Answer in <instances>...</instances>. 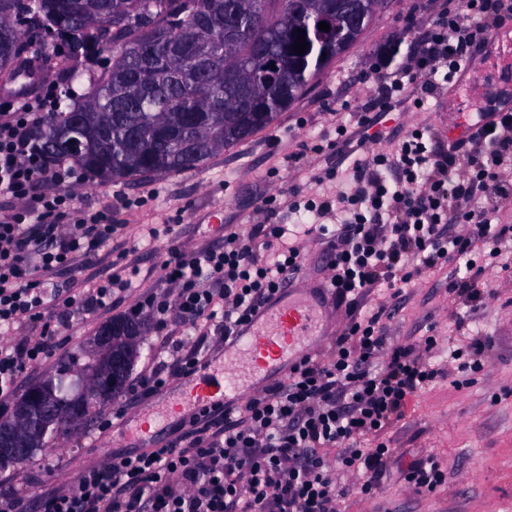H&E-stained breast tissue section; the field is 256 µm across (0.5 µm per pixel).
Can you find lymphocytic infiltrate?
<instances>
[{
	"label": "lymphocytic infiltrate",
	"instance_id": "obj_1",
	"mask_svg": "<svg viewBox=\"0 0 512 512\" xmlns=\"http://www.w3.org/2000/svg\"><path fill=\"white\" fill-rule=\"evenodd\" d=\"M512 23V0H442L435 23L413 48L399 74L379 82L376 102L362 106L360 123L382 138L374 108L387 109L409 92L416 104L452 79L475 48ZM58 84L47 80L32 95L0 105V195L15 207L0 214V403L15 384L52 359L61 327L74 315L106 309L128 283L113 273L89 288L55 287L52 274L78 269L82 258L108 247L117 227L101 213L79 208L70 191L77 175L60 161L46 164L33 146L35 128L58 109ZM512 113H497L488 128L440 147L416 131L390 142L388 153L353 158L344 171L319 179L324 189L292 210L316 213L314 224L226 227L224 244L185 256L168 240L160 269L174 300L147 297L140 307L165 333L167 359L140 381L142 390L164 386L204 363L210 335L230 339L303 266L300 242L325 243L330 284L346 325L327 358L305 359L287 381L273 382L244 405L192 417L183 432L160 448L118 455L86 466L73 492L0 500V512H337V470L357 473L358 490L371 495L390 467L393 450L384 432L401 420L411 396L439 374L426 363L423 344L386 335L380 312L359 315L362 299L383 288H403L451 259L465 274L449 293L481 301V273L467 262L473 238L492 255L512 241V225L493 221L499 199L512 196ZM468 202L452 211L453 202ZM336 228H328V220ZM464 224L454 236L449 225ZM198 342L186 346L182 335ZM372 437L369 448L353 447ZM345 453L339 465L328 448Z\"/></svg>",
	"mask_w": 512,
	"mask_h": 512
}]
</instances>
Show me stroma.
<instances>
[{"label":"stroma","instance_id":"stroma-1","mask_svg":"<svg viewBox=\"0 0 512 512\" xmlns=\"http://www.w3.org/2000/svg\"><path fill=\"white\" fill-rule=\"evenodd\" d=\"M439 0H386L361 39L314 79L305 95L276 123L247 141L218 153L202 166L122 183L97 184L79 178L73 187L76 204L104 211L119 230L109 248L86 262L81 278L98 280L120 271L130 288L114 299L111 309L82 319L74 318L57 360L83 365L94 350L99 328L114 319L130 317L143 295L170 294L161 279L164 243L146 244L142 225L167 224L185 251L205 245L220 246L224 236L206 222L214 208L224 211L228 224H263L267 196L281 204L275 223L290 224L296 214L289 200L306 199L316 192L315 179L326 171L345 169L350 152L375 155L388 150V140L363 137L358 125L362 104L377 95L378 76L401 69L423 32L437 15ZM379 129L390 137L426 130L441 141L436 99L416 105L401 97L389 111L377 113ZM347 128L340 150L311 154L291 162L303 142L317 140L336 126ZM470 259L483 269L493 293L483 304L472 305L448 292V282L459 271L457 260L415 280L400 296L372 292L368 308L383 310L382 323L394 341H421L435 336L438 346L432 362L441 371L434 383L412 396L402 420L386 433L394 450L387 479L376 495L353 492L358 475L337 470L336 481L347 495L337 503L339 512H512V242L499 256L473 242ZM73 272L62 270L54 278L67 286ZM488 342L483 366L462 372L448 358L451 349L468 350L476 341ZM170 387L152 391L141 400L121 393L81 425L71 436L48 444L29 460L0 471V490L38 495L48 488L75 489L79 472L112 456L139 453L141 441L111 425L117 410L129 418L161 414L171 398ZM432 455L440 460L447 480L435 492L420 494L402 472L409 461Z\"/></svg>","mask_w":512,"mask_h":512}]
</instances>
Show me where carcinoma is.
Wrapping results in <instances>:
<instances>
[{
	"mask_svg": "<svg viewBox=\"0 0 512 512\" xmlns=\"http://www.w3.org/2000/svg\"><path fill=\"white\" fill-rule=\"evenodd\" d=\"M385 0H0V68L23 46V31L11 25L22 13L36 21L30 31H55L72 53L61 77L87 80L85 95L61 100L39 123L34 147L49 161L71 160L100 183L157 177L203 165L218 152L271 127L307 91L310 82L361 37ZM360 18L352 24L351 14ZM238 15L233 40L224 38V18ZM325 22L330 30L321 31ZM307 48L297 54L298 35ZM107 52L112 67L89 70L90 56ZM205 64L196 80L189 67ZM87 138L78 152L52 150L49 138L73 118ZM70 368L56 365L36 383L62 413L73 408L87 418L105 407L80 401L68 381ZM63 417L35 426L29 454L73 433Z\"/></svg>",
	"mask_w": 512,
	"mask_h": 512,
	"instance_id": "1",
	"label": "carcinoma"
}]
</instances>
